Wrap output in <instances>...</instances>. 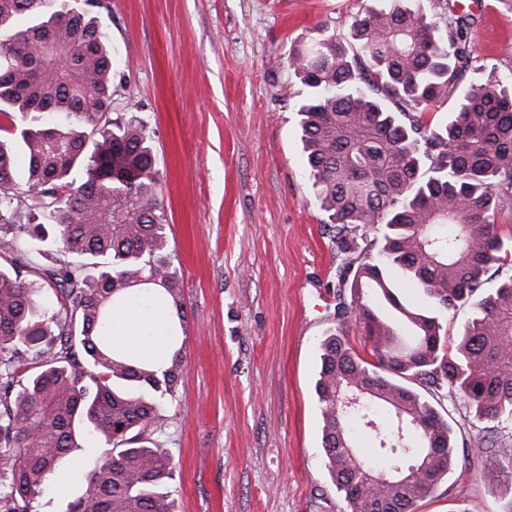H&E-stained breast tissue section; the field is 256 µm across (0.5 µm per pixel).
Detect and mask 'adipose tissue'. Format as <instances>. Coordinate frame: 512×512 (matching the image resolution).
<instances>
[{"label":"adipose tissue","mask_w":512,"mask_h":512,"mask_svg":"<svg viewBox=\"0 0 512 512\" xmlns=\"http://www.w3.org/2000/svg\"><path fill=\"white\" fill-rule=\"evenodd\" d=\"M112 343L126 356L164 366L175 346L168 303L155 295L128 302L118 313Z\"/></svg>","instance_id":"1"}]
</instances>
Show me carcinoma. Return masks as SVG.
Instances as JSON below:
<instances>
[{
  "label": "carcinoma",
  "mask_w": 512,
  "mask_h": 512,
  "mask_svg": "<svg viewBox=\"0 0 512 512\" xmlns=\"http://www.w3.org/2000/svg\"><path fill=\"white\" fill-rule=\"evenodd\" d=\"M381 2L357 13L351 42L324 34L293 54L306 170L343 255L337 293L350 291L315 385L345 512H415L435 492L458 460L443 401L512 425V275L485 288L512 253L495 224L512 210V81L472 65L469 15ZM46 3L0 0V112L18 123L0 139V512H32L87 437L101 454L67 512H172L173 462L147 431L164 424L183 348L161 369L106 342L136 286L163 288L185 318L155 156L143 124L108 118L107 33L83 8ZM450 99L430 131L419 114ZM400 280L426 303L402 300ZM462 305L470 317L448 339L441 319ZM354 321L369 360L350 344ZM344 393L361 404L340 405ZM354 424L384 465L360 456Z\"/></svg>",
  "instance_id": "carcinoma-1"
}]
</instances>
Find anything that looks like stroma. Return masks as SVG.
Listing matches in <instances>:
<instances>
[{"label": "stroma", "instance_id": "35a3bbf8", "mask_svg": "<svg viewBox=\"0 0 512 512\" xmlns=\"http://www.w3.org/2000/svg\"><path fill=\"white\" fill-rule=\"evenodd\" d=\"M368 0H99L115 56L112 117H137L157 156L180 275L184 371L153 440L173 461V512H344L325 465L315 382L340 264L303 164L292 53L349 38ZM461 3L473 62L512 80V0ZM505 472L451 471L417 512H506ZM98 453L84 441L33 512H65Z\"/></svg>", "mask_w": 512, "mask_h": 512}]
</instances>
